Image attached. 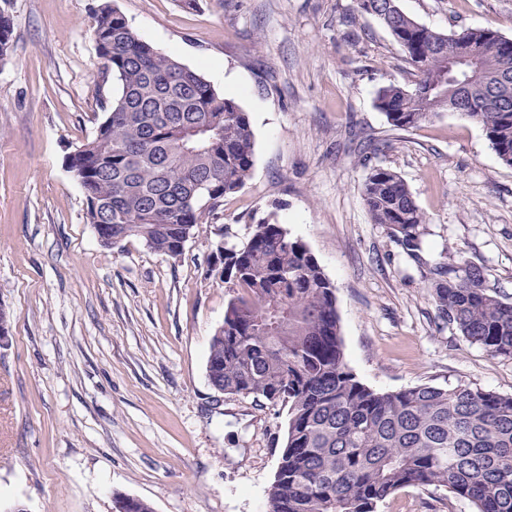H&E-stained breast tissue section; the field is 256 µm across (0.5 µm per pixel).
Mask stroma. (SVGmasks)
Masks as SVG:
<instances>
[{"mask_svg":"<svg viewBox=\"0 0 512 512\" xmlns=\"http://www.w3.org/2000/svg\"><path fill=\"white\" fill-rule=\"evenodd\" d=\"M158 51L247 112L245 185L178 257L139 239L99 241L66 156L104 119L92 34L102 0H0L13 48L0 63V512H267L287 410L217 392L207 376L229 288L217 242L245 244L271 218L336 287L348 365L379 392L471 385L512 395V359L442 323L417 266L372 223L364 181L396 172L426 214L425 257L482 266L512 302V167L476 123L443 112L393 129L378 89L412 85L404 53L355 0H109ZM441 32L490 26L512 39V0H400ZM384 152L362 161L364 142ZM379 512H471L407 487Z\"/></svg>","mask_w":512,"mask_h":512,"instance_id":"obj_1","label":"stroma"}]
</instances>
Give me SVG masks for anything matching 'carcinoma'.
<instances>
[{
    "label": "carcinoma",
    "mask_w": 512,
    "mask_h": 512,
    "mask_svg": "<svg viewBox=\"0 0 512 512\" xmlns=\"http://www.w3.org/2000/svg\"><path fill=\"white\" fill-rule=\"evenodd\" d=\"M402 47L412 86L379 88L388 124L414 128L446 110L445 90L465 84L466 113L501 162L512 167V50L498 31L436 32L398 0H356ZM13 26L0 10V61ZM93 36L119 94L108 99L96 135L68 156L86 190L94 228L118 224L166 256L193 237L249 178L255 138L249 117L201 74L145 42L108 4ZM363 202L389 227L400 255L427 267L438 317L493 357L512 358V303L491 293L484 269L463 258L428 264L427 217L407 185L370 170ZM219 278L232 295L207 358L212 386L288 407V426L268 492L269 512H376L405 487H445L473 512H512V395L466 385H418L379 392L344 354L335 287L317 259L281 224L254 225L241 247L216 245Z\"/></svg>",
    "instance_id": "obj_1"
}]
</instances>
